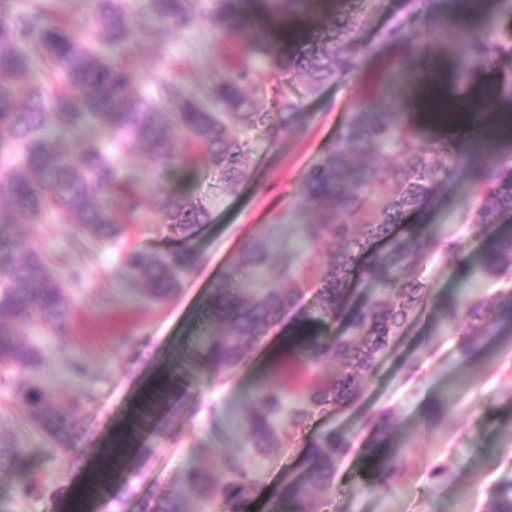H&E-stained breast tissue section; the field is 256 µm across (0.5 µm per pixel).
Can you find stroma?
Masks as SVG:
<instances>
[{
    "label": "stroma",
    "mask_w": 512,
    "mask_h": 512,
    "mask_svg": "<svg viewBox=\"0 0 512 512\" xmlns=\"http://www.w3.org/2000/svg\"><path fill=\"white\" fill-rule=\"evenodd\" d=\"M435 2L377 0L361 8L354 0H315L308 16L272 27L270 43L289 54L299 42L320 34L332 16L354 14L363 40L351 50L361 64L314 95L300 78L283 75L280 86L299 108L289 115L286 128L254 134L249 177L235 195H225L219 176L190 159H181L157 181L146 177L154 166L148 157L118 156L123 177L142 192L175 190L187 183L206 198L211 221L193 239L198 260L170 299L153 302L124 288L120 277L127 248L163 254L175 245L177 233L157 216H147L110 241H75L71 228L52 216L36 226L18 223L19 232L31 237L50 261L72 310L58 331L19 326V341L40 354L36 368L0 364V446L16 451L14 458L0 459V512H143L146 504L179 490L182 474L192 467L222 485L221 461L240 452L244 422L260 390L284 391L293 405L336 375L338 363L310 365L286 351L299 313L314 311V295L305 286L335 250L334 242L298 257L286 276L269 263L270 280L304 289L305 295L296 314L266 332L236 369L201 364L203 307L212 287L228 274H235L238 287H251L248 273L233 270L237 253L251 238L267 232L276 246L297 244L299 224L315 218L303 197L307 177L369 96L383 91L399 101L407 121L421 125L428 139L465 136V116L450 125L421 122L426 75L407 83L390 67L391 61L406 60L402 44L377 53L367 50L382 29L394 24L426 32L427 8ZM98 6V0H54L52 9L59 22L91 40ZM114 58L135 69L137 89L146 96L166 82L200 99L215 77L214 35L205 25L181 31L156 26L147 42ZM454 73V66H447L448 96L464 99L484 82L512 83V54L501 56L491 71L474 70L466 88L456 85ZM485 201L481 184L468 171L457 172L429 205L407 217L399 233L408 239L421 234L429 243L455 238L463 242L468 261L478 263L490 242L474 222ZM412 275L427 287L425 304L353 403L329 409L302 427L286 428L283 446L268 457L246 456L260 484L254 512H268L283 486L299 480L310 442L330 429L345 436L347 450L336 462L335 491L308 489L310 512H483L489 491L512 482V325L503 326L485 352L460 361V346L481 319L451 324L443 317V303L456 298L464 282L456 256L428 244ZM31 383L71 406L64 436L30 421L18 393ZM451 384L457 389L455 403L436 418L424 419L422 403L440 399ZM381 411L392 413L409 448L402 480L388 492L376 487L364 454L370 422ZM126 430L137 449L133 462L100 471ZM437 463L447 468L445 481L431 476Z\"/></svg>",
    "instance_id": "stroma-1"
}]
</instances>
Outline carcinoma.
I'll use <instances>...</instances> for the list:
<instances>
[{"instance_id": "obj_1", "label": "carcinoma", "mask_w": 512, "mask_h": 512, "mask_svg": "<svg viewBox=\"0 0 512 512\" xmlns=\"http://www.w3.org/2000/svg\"><path fill=\"white\" fill-rule=\"evenodd\" d=\"M149 18L176 29H191L208 18L218 37L234 36L249 47L264 50L262 25H241L242 0H210L201 8L198 0H151ZM270 19L304 16L311 0H260ZM477 18L448 43L447 16L435 21L431 41L443 53L453 51L457 75L462 81L471 68L491 69L494 61L512 54V31L504 33L497 20L479 14V0H466ZM96 42L90 44L66 26L51 20L49 5L28 14H7V0H0V151L7 163L0 170V360L27 369L38 363L37 353L17 337L22 322L54 329L69 317L71 303L42 253L15 231L13 213L40 224L53 213L74 233L98 239L120 237L125 228L116 223L112 207L124 215L125 223L137 224L147 213L159 216L181 234V245L164 255L149 256L137 250L121 261L126 287L138 291L148 287L152 298L171 297L179 278L195 264L191 239L209 220L206 202L191 190L142 195L123 185L116 162L103 151L100 139L86 137L74 152L67 136L79 133L89 118L116 137L118 150L139 151L163 169L175 165L183 153L218 174L224 194L234 195L248 177L255 145L249 133L267 131L285 124L297 102L284 91L276 92L272 106L259 105L273 80L282 73L305 77L309 93L349 75L360 62L349 44L361 40L354 21L331 25L324 35L300 46L287 56L268 55L261 68L224 67L218 55V75L208 90L210 104L204 105L177 87L160 83L151 98L136 89L131 69L113 61L110 52L137 43L149 33L145 21L135 22L124 6L107 0L96 15ZM420 44L416 34L402 25L380 33L369 51L378 52L390 43ZM51 63L58 89L47 93L34 79L36 58ZM390 155L388 167H370L360 160ZM471 163L458 143L450 138L427 144L419 128L405 123L395 102L382 95L364 102L352 113L342 133L323 160L311 171L304 189L307 201L321 210L320 219L299 225L305 250L326 239L345 245L330 258L317 278V314L291 337L289 345L308 363L328 359L342 361L343 369L324 386L308 392L301 403L288 407L281 391L262 390L258 404L245 422V448L250 454L267 456L281 446L283 424L298 427L317 413L339 408L357 396L366 378L384 358L403 331L409 318L424 302L425 285L408 281L404 272L420 262L419 249L400 240L394 242L396 263L374 252L375 245L392 238L407 215L418 211L436 185L448 174ZM479 182H487L488 204L476 215L475 223L491 233L500 215L512 214V167L501 168L487 179L484 170L473 168ZM272 252V238L259 234L239 252V265L251 272L258 287L243 294L230 282L213 290L204 311L206 320L223 329L222 337L202 351L210 362L233 370L245 348L259 343L264 331L280 322L295 307L302 289H284L263 279L262 270ZM371 257L373 270L383 272L388 285L384 297L348 309L349 286ZM512 270V235L488 249L479 271L504 276ZM346 313L345 329L334 336H319L310 324ZM509 310L489 318L481 332L468 336L460 358L469 359L495 334V324L506 321ZM480 314V306L464 294L446 303V319L455 323L461 316ZM29 418L43 430L65 433L69 412L47 389L32 385L24 391ZM394 422L380 413L371 441L365 449L376 483L389 489L404 473L407 448L397 446ZM345 438L331 429L320 435L308 451L306 477L323 491L336 488V460L344 453ZM224 512H253L252 502L259 486L240 454L224 456ZM215 492L209 476L188 470L182 491L146 505L145 512H186L183 498L189 494L207 497ZM271 512H309L305 487L288 484ZM486 512H512V482L496 486L488 498Z\"/></svg>"}]
</instances>
